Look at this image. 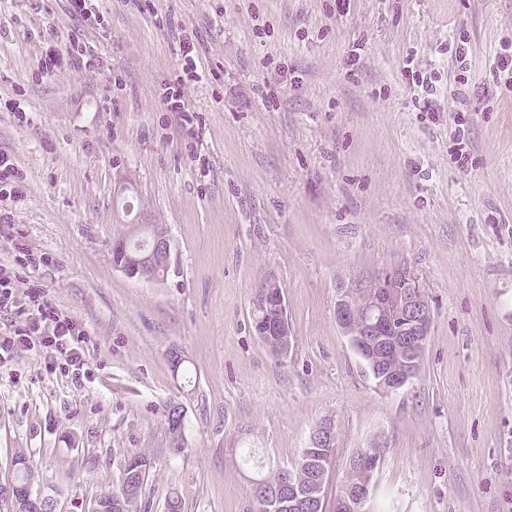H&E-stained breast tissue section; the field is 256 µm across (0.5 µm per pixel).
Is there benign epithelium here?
<instances>
[{
	"mask_svg": "<svg viewBox=\"0 0 512 512\" xmlns=\"http://www.w3.org/2000/svg\"><path fill=\"white\" fill-rule=\"evenodd\" d=\"M112 249L121 254L113 266L131 279L157 280L171 264V242L167 230L158 224H131L129 235L117 239ZM261 312L255 330L266 338L278 336L283 341L282 354L288 353L289 330L284 299L277 286H266L256 300ZM336 320L350 344L364 360L376 385L396 391L418 373V355L430 334L432 321L428 300L417 281L402 269L385 271L364 284L339 288ZM334 430L330 421L319 423L311 438L313 448L333 445ZM379 458L368 453L354 456L349 468L356 476L352 481L351 508L371 501L375 491L374 472ZM330 468V459L320 463V473L302 481L300 473L286 468L284 486L266 493L267 501L279 503L281 509L301 508L305 512H325L321 490ZM34 467L26 462L13 469L7 485V500L13 512H46L34 508L30 493L36 482ZM135 491L132 488L110 499L112 512H132Z\"/></svg>",
	"mask_w": 512,
	"mask_h": 512,
	"instance_id": "benign-epithelium-1",
	"label": "benign epithelium"
}]
</instances>
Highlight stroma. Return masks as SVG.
Here are the masks:
<instances>
[{"label": "stroma", "instance_id": "1", "mask_svg": "<svg viewBox=\"0 0 512 512\" xmlns=\"http://www.w3.org/2000/svg\"><path fill=\"white\" fill-rule=\"evenodd\" d=\"M0 0V152L22 194L0 198L53 262L0 237V266L87 332L89 376L34 353L0 365V485L37 467L55 512H95L130 455L138 512H255L250 448L294 465L323 419L336 455L377 448L372 512H512V0ZM185 81L193 123L163 93ZM466 42L468 67L452 48ZM98 67L44 75L47 47ZM288 68L293 85L280 87ZM436 87L424 106L409 70ZM24 118H17L13 104ZM162 224L161 281L112 265L131 223ZM408 268L432 324L417 376L380 390L336 321L340 287ZM283 292L291 348L256 336L253 301ZM184 363L172 370L171 350ZM186 409L183 446L166 409ZM8 236L10 237L15 251L19 254L18 261L21 264L39 269L40 266L48 265L50 263L51 258H49L47 253L38 254L37 252L30 250L18 237L14 236V238H12L11 235Z\"/></svg>", "mask_w": 512, "mask_h": 512}]
</instances>
